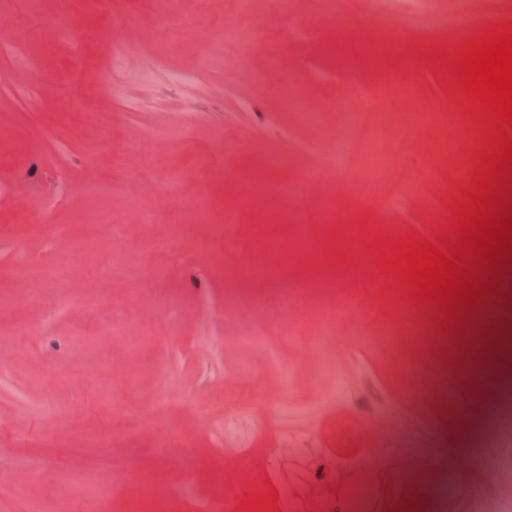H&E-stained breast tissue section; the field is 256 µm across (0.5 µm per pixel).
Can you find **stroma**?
Returning <instances> with one entry per match:
<instances>
[{"label":"stroma","mask_w":512,"mask_h":512,"mask_svg":"<svg viewBox=\"0 0 512 512\" xmlns=\"http://www.w3.org/2000/svg\"><path fill=\"white\" fill-rule=\"evenodd\" d=\"M154 2L118 0L96 18L84 0H62L88 47L117 38L133 51L91 97L80 50L27 0H0V39L34 63L25 76L0 57V267L51 266L67 253L76 269L66 303L51 282L0 276V299L13 303L0 317V512H54L65 484L71 512H129L179 492L182 512H204L220 497L240 502L263 484L282 496L303 481L340 500L361 478L378 482V512L403 502L441 512L436 492L457 476L456 512L512 497V431L496 428L502 368L481 359L489 319L512 314L485 307L456 352L367 249L379 236L439 243L488 133L433 64L512 21V9L473 0L469 23L451 28L456 0H351L343 33L320 0H293L287 14L278 0H183L163 27L149 22ZM228 27L225 62L171 85L169 72L189 70L200 44ZM242 55L246 69L232 67ZM300 89L323 125L335 123L340 100L362 113L344 174L326 137L290 110ZM437 106L452 123H400ZM103 116L108 148L96 144ZM158 128L179 135L152 140ZM374 140L391 161L378 180L358 175ZM306 169L324 192L300 181ZM90 219L106 235L116 224L137 232L86 247ZM286 287L302 296L282 314ZM335 297L349 313L325 356L345 377L343 396L306 352ZM22 323L34 334L19 333ZM260 328L265 354L239 342ZM282 366L294 375L287 393ZM244 367L259 394L225 418V387ZM170 433L180 447L164 445ZM234 448L249 453L236 477L220 460ZM184 456L193 467L179 465ZM491 458L502 474L489 485ZM107 461L112 488L98 497L90 488Z\"/></svg>","instance_id":"35a3bbf8"}]
</instances>
